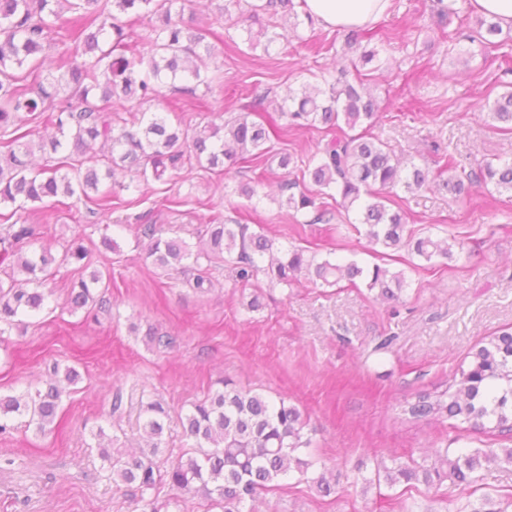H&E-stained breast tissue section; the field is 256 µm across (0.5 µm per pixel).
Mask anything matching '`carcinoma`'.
Here are the masks:
<instances>
[{
    "label": "carcinoma",
    "mask_w": 512,
    "mask_h": 512,
    "mask_svg": "<svg viewBox=\"0 0 512 512\" xmlns=\"http://www.w3.org/2000/svg\"><path fill=\"white\" fill-rule=\"evenodd\" d=\"M198 8L201 0H0V128L5 142L0 151V206L17 202L40 205L49 198L76 197L87 211L99 217L112 212V196L130 190L149 178H162L192 162L210 171L227 172L239 165L256 167L278 161L286 170L292 163L287 150L276 147L284 129L358 127L362 132L327 142L306 156L303 176L317 193H291L296 182L283 179L280 203L299 212L316 208L317 195L337 198L336 204L354 213L353 225H360L374 246L387 250L405 249L430 262L448 259L451 249L445 241L417 237L407 229V217L399 206V191L417 192L431 185L459 200L471 188L489 186L512 195V160L487 161L468 171L453 167L450 174L433 175L428 168L404 159L387 143L369 133L378 112L375 96L361 79L350 81L345 71L325 81L326 88L304 83L275 108L286 119L282 127L266 121L269 93L254 89L246 112L223 126L208 125L193 132L173 124L160 112H141L127 127L116 126L114 115L128 112V104H143L164 97L163 79L183 85L177 91L191 97L203 86L210 88L209 61L221 54L205 42L202 29L184 17L186 3ZM458 0H435L434 12L442 21L459 16ZM297 0H259L242 8L241 0H225L227 21L245 27L249 48L259 42L248 23L268 16L262 27L264 49L287 38L302 21L314 24L312 16L298 11ZM290 19V27H279L278 15ZM147 22L141 47L131 51L132 25ZM505 38L495 43L492 38ZM68 40L82 48L83 60H54L49 56L52 37ZM377 40L390 41L379 24L350 29L345 45L360 51L359 62L367 65L379 55L371 46ZM476 40L502 46L512 41V27L482 19ZM32 80L33 85L26 84ZM492 126L512 132V90L483 105ZM51 110L47 126L54 134L34 140L28 122L37 113ZM66 152L56 165L31 168L34 150ZM130 173V182L115 180V171ZM8 222L0 237V259L9 261L8 281L0 279V336L6 329L23 323L49 305L52 289L46 282L67 260L82 262L88 249L78 244L58 257L49 246L31 254L13 249L32 245L41 227L18 215L0 214ZM139 237L152 263L165 271L182 272L187 261L198 266L194 288L205 294L212 281L200 262L212 264L229 258L237 277L248 284L262 271L270 283L292 286L303 279L326 284L346 279L365 281L370 291L386 301L401 299L405 284L402 271L378 264L363 267L355 261L345 264L317 259L303 249L282 251L264 231H252L246 224H208L203 243L192 246L179 237H165L154 224H142ZM102 281L98 272L90 278L70 282L63 307L75 313L103 299L94 296L93 285ZM468 366L460 367L453 384L441 383L431 391L404 400L399 415L408 422H438L456 419L475 428L512 432V332L502 331L484 338L467 354ZM223 388L210 392L181 416L185 437L193 441L191 451L162 471L155 458L161 452L169 412L163 403L150 402L141 409L139 452L124 455L99 446L109 463L112 481L133 485L140 492L144 512H159L151 497L160 485L208 502L220 512H246L247 501L281 486L290 473L314 486L323 496L334 492L326 472L311 471L313 462L299 451L308 448L305 437L308 420L285 399H270L243 390L228 380ZM61 394L57 386L44 391L0 395V434L13 429L11 420L24 419V426L44 436L53 430L59 414ZM446 468L397 464L379 466L365 484L392 487L400 482L432 485L451 478L469 484L487 464L512 467V448H475L446 456Z\"/></svg>",
    "instance_id": "1"
}]
</instances>
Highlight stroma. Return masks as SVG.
<instances>
[{
	"mask_svg": "<svg viewBox=\"0 0 512 512\" xmlns=\"http://www.w3.org/2000/svg\"><path fill=\"white\" fill-rule=\"evenodd\" d=\"M223 3L210 0L195 15L196 26L235 42L217 57L211 89H199L194 99L170 94L143 104V111L179 113L191 129L220 125L238 115L252 85L279 102L289 90L321 85L323 74L349 63L343 29L318 24L299 27L270 50H250L243 32L225 21ZM459 8V18L445 24L437 22L432 0H394L383 23L398 37L379 66L359 70L379 100L374 135L432 171L443 153L468 167L512 158V133L479 114L482 104L512 89V45L473 42L478 14L468 0ZM320 40L335 43V51L315 53ZM282 175L278 168L259 176L188 167L119 193L101 224L74 198L26 205L25 218L47 226L46 245L60 253L82 239L84 267L110 286L98 291L105 308L68 312L61 303L79 267L64 265L49 282L55 305L0 340L2 396L46 389L47 368L55 363L81 376L66 387L50 434L19 427L0 435V512H141L136 488L110 478L97 429L126 449L141 406L162 401L171 423L157 463L167 467L189 447L179 416L222 378L296 406L312 439L301 457L326 466L335 483L334 494L324 497L308 483L288 480L256 502L257 512H468L486 496L512 500V471L495 466L480 470L469 485L450 479L430 486L364 484L381 461L431 466L448 450L512 448V434L399 416L403 397L452 379L483 337L512 327V199L477 187L458 201L434 190L403 194L409 228L447 241L454 256L428 263L394 252L386 265L404 271L407 282L397 303L377 299L361 282L286 288L260 275L245 285L230 262L209 268L213 287L202 294L192 287L195 268L167 272L147 259L136 225L155 224L195 244L217 210L263 228L277 246L375 264L344 210L329 207L326 224H301L279 206L274 195ZM254 180L258 198L241 195V184ZM106 236L116 250L103 246ZM257 287L263 306L251 311L245 303ZM151 326L171 335L172 347L148 345ZM386 336L392 346L375 351Z\"/></svg>",
	"mask_w": 512,
	"mask_h": 512,
	"instance_id": "obj_1",
	"label": "stroma"
}]
</instances>
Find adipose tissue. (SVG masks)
<instances>
[{"mask_svg":"<svg viewBox=\"0 0 512 512\" xmlns=\"http://www.w3.org/2000/svg\"><path fill=\"white\" fill-rule=\"evenodd\" d=\"M392 0H305L303 9L327 28H349L380 21Z\"/></svg>","mask_w":512,"mask_h":512,"instance_id":"obj_1","label":"adipose tissue"}]
</instances>
